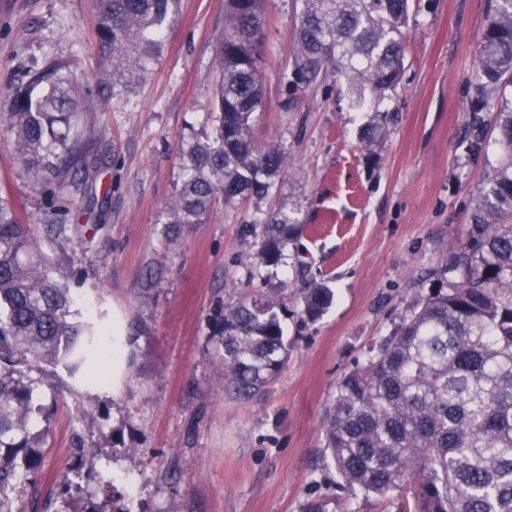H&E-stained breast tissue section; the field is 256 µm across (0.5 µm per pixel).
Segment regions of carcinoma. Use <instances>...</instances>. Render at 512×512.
I'll use <instances>...</instances> for the list:
<instances>
[{"mask_svg": "<svg viewBox=\"0 0 512 512\" xmlns=\"http://www.w3.org/2000/svg\"><path fill=\"white\" fill-rule=\"evenodd\" d=\"M102 71L93 88L53 59L25 66L0 105V130L14 144L21 174L36 190L97 202L99 166L85 114L144 79L180 0H95ZM410 0H302L292 67L301 87L343 79L350 106L370 113L361 135L376 161L386 133L379 109L402 80ZM265 0H225L216 36L212 132L181 142L182 182L165 210L168 224H197L216 199L265 198L286 164L278 144L255 134L264 91L259 63ZM512 0H495L472 71L470 125L495 112L497 160L475 199L466 244L427 276L393 331L336 386L322 424L324 457L339 487L385 496L411 484L414 512H512ZM257 259L279 264L303 225L279 208L254 221ZM331 288L314 283L302 313L318 319ZM284 291L255 288L224 305L217 330L224 391L249 400L288 359L280 315ZM112 355L95 323L80 320L57 261L25 234L14 204L0 196V512H17L18 490L36 481L51 406L29 373L64 368L87 381V365ZM116 489L103 481L71 512L108 509Z\"/></svg>", "mask_w": 512, "mask_h": 512, "instance_id": "1", "label": "carcinoma"}]
</instances>
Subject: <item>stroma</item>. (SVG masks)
Listing matches in <instances>:
<instances>
[{
	"mask_svg": "<svg viewBox=\"0 0 512 512\" xmlns=\"http://www.w3.org/2000/svg\"><path fill=\"white\" fill-rule=\"evenodd\" d=\"M493 0H412L405 69L383 101L393 120L377 154L359 139L366 121L338 90L292 91V32L300 0H267L260 67L265 111L258 138L288 155L264 199L216 201L198 224H168L182 180L179 145L207 128L214 35L224 0H181L160 55L133 91L94 119L100 199L88 225L73 211L50 241L43 194L19 175L0 135V195L29 236L61 259L78 310L106 314L127 348L121 383L78 384L57 370L56 399L38 487L21 488L19 512L62 479L76 445L123 494L130 512H400L409 489L387 497L339 490L322 452V420L340 378L408 314L418 279L466 239L472 200L496 160L495 133L480 156L468 146L469 82ZM93 0H0V90L20 67L54 55L73 76L99 72ZM294 210L306 229L279 265L257 260L256 211ZM335 293L317 321L297 295L310 282ZM254 288L286 289L288 362L259 396L224 393L217 328L224 306ZM119 440H109L111 431Z\"/></svg>",
	"mask_w": 512,
	"mask_h": 512,
	"instance_id": "stroma-1",
	"label": "stroma"
}]
</instances>
